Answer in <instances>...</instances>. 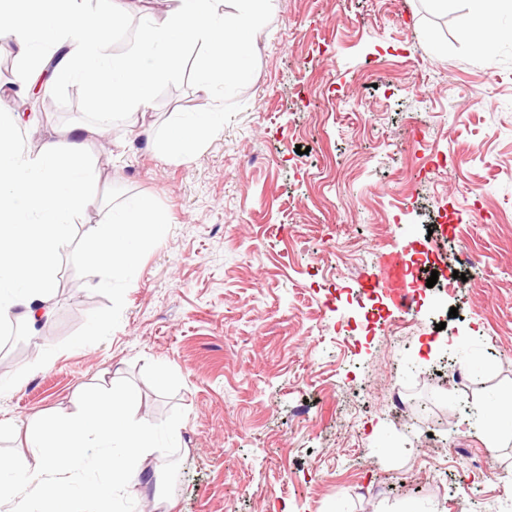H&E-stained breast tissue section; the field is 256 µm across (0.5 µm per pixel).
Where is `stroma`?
<instances>
[{"mask_svg":"<svg viewBox=\"0 0 512 512\" xmlns=\"http://www.w3.org/2000/svg\"><path fill=\"white\" fill-rule=\"evenodd\" d=\"M112 6L122 54L153 2ZM472 24L470 0H270L244 80L201 93L195 41L151 111L114 115L90 111L76 82L21 93L0 38L16 138L35 151L93 128V191L150 198L167 226L128 277L95 289L96 214L73 217L50 259L51 317L33 336L15 321L24 348L0 342L14 385L0 420L15 425L0 447L32 458L25 430L110 371L133 381L137 419L185 411L175 492L161 499L153 452L135 512H512V429L488 443L482 412L487 393L512 395V38L480 46ZM215 108L217 133L161 153L155 132ZM409 286L422 303L406 337L383 324L356 343L370 294L390 306Z\"/></svg>","mask_w":512,"mask_h":512,"instance_id":"stroma-1","label":"stroma"}]
</instances>
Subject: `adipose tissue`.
Instances as JSON below:
<instances>
[{
	"mask_svg": "<svg viewBox=\"0 0 512 512\" xmlns=\"http://www.w3.org/2000/svg\"><path fill=\"white\" fill-rule=\"evenodd\" d=\"M161 0L158 14L146 17L137 44L112 54L110 37L117 21L108 0H67L58 10L45 0H0V31L8 35L24 61L20 85L30 93L50 94L55 87L77 82L88 91L90 109L111 113L151 109L157 84L171 71L191 40L210 51L197 63L202 89L221 81L242 80V61L253 47L268 0ZM61 51L53 69L43 56ZM218 112H195L175 120L163 136L166 151L187 153L201 135L217 132ZM87 130L72 127L65 142H45L30 152L0 122V315L28 324L49 312L53 277L47 259L70 238L74 214L96 209L99 219L90 232L87 263L92 287L105 278L128 275L135 267L146 234L162 236L166 227L153 218V205L138 199L115 208L100 205L91 191L93 169L85 152Z\"/></svg>",
	"mask_w": 512,
	"mask_h": 512,
	"instance_id": "obj_1",
	"label": "adipose tissue"
}]
</instances>
